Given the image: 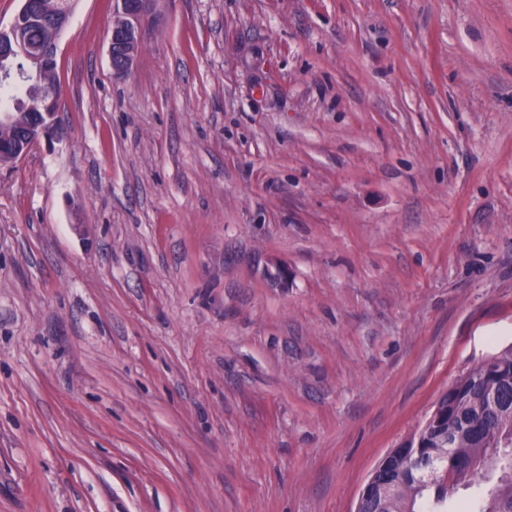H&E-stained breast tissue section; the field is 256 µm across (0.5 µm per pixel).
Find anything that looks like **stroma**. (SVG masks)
Listing matches in <instances>:
<instances>
[{
	"instance_id": "1",
	"label": "stroma",
	"mask_w": 512,
	"mask_h": 512,
	"mask_svg": "<svg viewBox=\"0 0 512 512\" xmlns=\"http://www.w3.org/2000/svg\"><path fill=\"white\" fill-rule=\"evenodd\" d=\"M160 8L0 166V512H355L512 344V0Z\"/></svg>"
}]
</instances>
